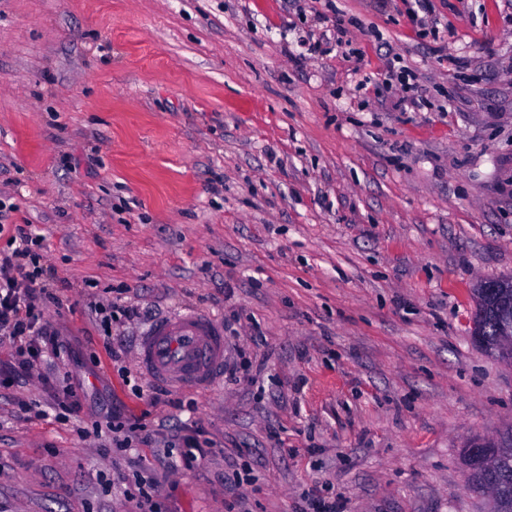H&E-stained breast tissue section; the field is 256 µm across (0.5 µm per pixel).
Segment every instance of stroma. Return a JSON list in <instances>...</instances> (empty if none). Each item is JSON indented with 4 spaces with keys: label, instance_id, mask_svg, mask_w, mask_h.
I'll list each match as a JSON object with an SVG mask.
<instances>
[{
    "label": "stroma",
    "instance_id": "obj_1",
    "mask_svg": "<svg viewBox=\"0 0 512 512\" xmlns=\"http://www.w3.org/2000/svg\"><path fill=\"white\" fill-rule=\"evenodd\" d=\"M333 3L0 0V203L44 237L87 389L66 415L0 385V512H135L142 475L167 512H493L464 450L512 443V364L471 336L475 288L512 277V0H427L426 33L407 0ZM184 309L224 331L206 390L136 366ZM103 407L195 424L207 464L101 450Z\"/></svg>",
    "mask_w": 512,
    "mask_h": 512
}]
</instances>
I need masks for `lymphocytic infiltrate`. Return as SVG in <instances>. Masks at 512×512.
Here are the masks:
<instances>
[{"label":"lymphocytic infiltrate","instance_id":"f902f5d3","mask_svg":"<svg viewBox=\"0 0 512 512\" xmlns=\"http://www.w3.org/2000/svg\"><path fill=\"white\" fill-rule=\"evenodd\" d=\"M10 249L0 250V340L16 344L14 361L5 379L26 375L48 362L69 359L71 346L52 330L46 317L49 306L59 299L41 280L40 256L36 251L42 237L28 224L12 229ZM96 438H108L113 447L131 449L135 440L164 442L163 433L143 432L136 422L107 420L94 424Z\"/></svg>","mask_w":512,"mask_h":512}]
</instances>
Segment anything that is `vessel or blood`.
I'll return each instance as SVG.
<instances>
[{"instance_id":"vessel-or-blood-1","label":"vessel or blood","mask_w":512,"mask_h":512,"mask_svg":"<svg viewBox=\"0 0 512 512\" xmlns=\"http://www.w3.org/2000/svg\"><path fill=\"white\" fill-rule=\"evenodd\" d=\"M224 352L223 330L204 312L184 310L148 327L138 340L136 363L150 381L204 390L216 381Z\"/></svg>"}]
</instances>
